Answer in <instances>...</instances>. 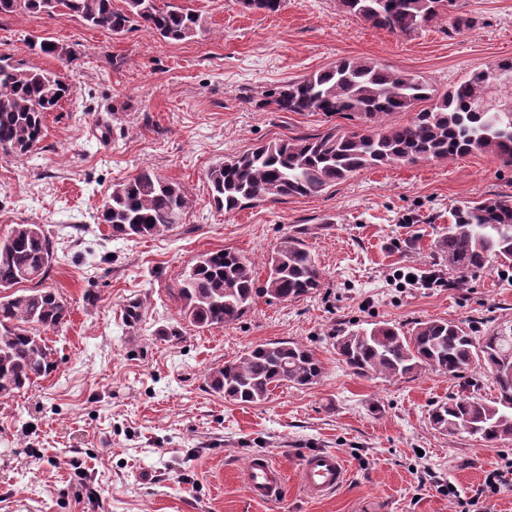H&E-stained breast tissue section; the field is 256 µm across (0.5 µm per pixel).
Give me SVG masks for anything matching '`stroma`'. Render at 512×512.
<instances>
[{
    "mask_svg": "<svg viewBox=\"0 0 512 512\" xmlns=\"http://www.w3.org/2000/svg\"><path fill=\"white\" fill-rule=\"evenodd\" d=\"M155 3L194 11L195 36L169 41L142 25L116 36L65 11L0 16V55L66 69L76 87L47 115L36 154L0 156V239L17 224L47 225L56 260L44 284L69 306L46 333L52 374L0 400V512H459L470 498V512H512V484L484 489L488 472L512 460V441L483 446L429 423L433 404L465 382L493 398L488 371L359 377L333 346L354 322L407 331L454 320L477 336L512 324V269L487 268L458 285L427 278L451 210L512 196V167L487 153L385 165L317 196L232 214L215 207L206 181L226 156L339 125L336 116L277 111L265 97L338 60L370 59L443 92L512 59V0H458L467 27L445 18L406 36L371 27L339 0H284L275 13L241 0ZM44 39L71 50L72 65L30 50ZM144 166L185 188L183 222L152 238H113L95 214L114 183ZM291 234L314 257L321 288L257 300L221 328L183 319L178 286L194 257L231 248L262 278L268 253ZM131 302L142 311L134 326L123 319ZM276 341L312 351L321 380L277 386L251 406L209 389L211 368ZM317 450L347 465L345 484L321 499L305 492L297 469ZM257 453L283 465L284 499L250 497L243 469Z\"/></svg>",
    "mask_w": 512,
    "mask_h": 512,
    "instance_id": "35a3bbf8",
    "label": "stroma"
}]
</instances>
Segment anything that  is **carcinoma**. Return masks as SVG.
<instances>
[{
	"mask_svg": "<svg viewBox=\"0 0 512 512\" xmlns=\"http://www.w3.org/2000/svg\"><path fill=\"white\" fill-rule=\"evenodd\" d=\"M0 0V14L23 7L52 14L58 8L87 25L123 35L140 23L164 39L195 35L199 18L180 7L159 9L154 0ZM349 14L374 28L411 34L439 23L457 0H340ZM30 49L72 63V53L48 41ZM512 85V62L473 72L442 94L420 76L398 73L375 61L343 59L333 67L268 91L280 112L339 116L358 125L322 134L281 139L214 163L206 180L214 204L227 214L268 199L318 195L367 169L390 164L446 161L491 153L512 167V109L489 101L494 82ZM73 93L62 73L27 66L0 56V154L24 157L41 149L44 119ZM431 105L403 124L386 118ZM185 189L144 166L136 176L112 185L99 207L98 223L121 239L161 235L181 223ZM438 266L461 281L468 273L498 265L512 268V196L467 201L452 214L437 246ZM55 261L54 244L43 224H17L0 240V398L27 391L55 367L53 350L42 336L63 325L68 307L53 288L43 286ZM32 287L23 288L21 284ZM321 286V272L297 236L278 242L266 261V276L238 251L199 254L182 274V317L197 328L222 327L238 320L259 298L288 301ZM334 347L353 374L393 378L432 371L461 377L478 365L488 369L497 394L484 400L461 393L435 404L430 418L448 436L468 434L496 444L512 440V325L475 337L462 322L428 319L410 332L387 322L349 327ZM323 366L305 346L288 341L257 345L208 373L209 388L238 404H259L271 387L317 384Z\"/></svg>",
	"mask_w": 512,
	"mask_h": 512,
	"instance_id": "1",
	"label": "carcinoma"
}]
</instances>
